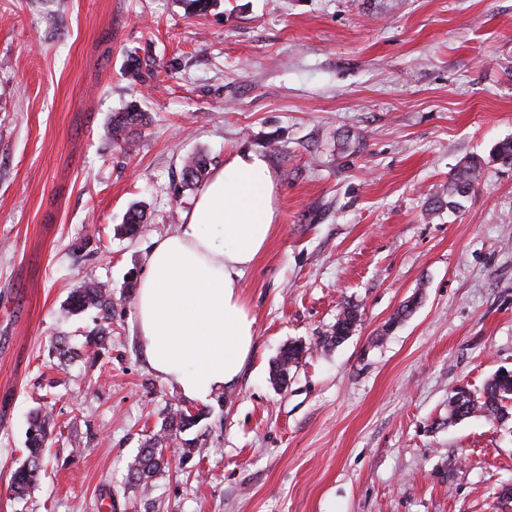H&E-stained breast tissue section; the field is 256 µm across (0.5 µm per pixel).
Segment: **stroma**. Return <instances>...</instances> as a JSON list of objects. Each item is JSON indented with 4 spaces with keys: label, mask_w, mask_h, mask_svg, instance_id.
I'll use <instances>...</instances> for the list:
<instances>
[{
    "label": "stroma",
    "mask_w": 512,
    "mask_h": 512,
    "mask_svg": "<svg viewBox=\"0 0 512 512\" xmlns=\"http://www.w3.org/2000/svg\"><path fill=\"white\" fill-rule=\"evenodd\" d=\"M133 102L148 122L126 154L109 123ZM507 139L512 0H0V512H512V419L448 420L456 387L512 370V166L432 207ZM242 148L280 214L240 282L255 348L189 400L143 357L137 281L198 195L184 157L214 171ZM135 204L144 224L118 235ZM89 280L112 288L99 343L100 313L67 311ZM348 304L356 331L317 346ZM294 340L311 351L276 386ZM39 408L55 426L17 499ZM182 408L199 419L142 492L129 467ZM495 162L512 166V139L496 144L487 161L472 159L460 165L448 179V200L434 201V204H440L436 209H441L444 205L448 206V210L461 209L463 207L462 200L475 191L474 186L480 185L483 165ZM208 165V159L203 154L197 153L186 157L182 165V173L184 171V178L182 177L183 185L190 187L201 182L206 175Z\"/></svg>",
    "instance_id": "obj_1"
}]
</instances>
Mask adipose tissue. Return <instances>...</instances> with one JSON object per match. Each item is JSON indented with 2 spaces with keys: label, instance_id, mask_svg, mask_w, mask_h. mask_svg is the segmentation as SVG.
Masks as SVG:
<instances>
[{
  "label": "adipose tissue",
  "instance_id": "obj_1",
  "mask_svg": "<svg viewBox=\"0 0 512 512\" xmlns=\"http://www.w3.org/2000/svg\"><path fill=\"white\" fill-rule=\"evenodd\" d=\"M277 185L262 154L242 149L204 184L176 234L155 238L135 301L143 356L184 397L234 385L251 356L255 318L240 280L279 221Z\"/></svg>",
  "mask_w": 512,
  "mask_h": 512
}]
</instances>
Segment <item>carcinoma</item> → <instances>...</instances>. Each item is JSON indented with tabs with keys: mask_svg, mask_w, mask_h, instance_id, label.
<instances>
[{
	"mask_svg": "<svg viewBox=\"0 0 512 512\" xmlns=\"http://www.w3.org/2000/svg\"><path fill=\"white\" fill-rule=\"evenodd\" d=\"M145 114L137 107L130 106L122 112L112 114V138L120 148L130 151L135 146L133 140L134 130L143 124ZM499 162L512 166V139L503 140L491 150L487 160L472 159L460 165L448 179V199L438 201V204L447 206L450 210H459L463 207L462 200L469 197L480 185L481 171L488 163ZM208 159L205 155L197 153L183 160L182 183L189 187L202 181L208 169ZM144 214L137 207L131 208L121 231L128 235H135L143 222ZM88 308H95L102 313V320L111 316V290L103 281L90 280L74 290L70 296L68 311L82 312ZM360 321L358 309L351 305L342 307L336 322L326 335L318 340V344L326 347L344 341ZM310 347L301 341H293L284 347L272 370V380L276 385L287 383L291 368L297 366ZM512 411V371L497 372L486 384L483 392L475 394L465 387H459L448 399V421L461 418L481 416L494 424ZM198 415L176 411L171 415L169 429L181 430L196 423ZM50 426V416L36 418L29 431L28 455L23 465L13 474L12 485L15 494L25 496L34 487L41 471L40 460L42 446L47 437ZM164 437L149 438L139 454L134 458L130 467V480L140 486L143 491L152 487V479L160 472L163 466Z\"/></svg>",
	"mask_w": 512,
	"mask_h": 512,
	"instance_id": "1",
	"label": "carcinoma"
}]
</instances>
